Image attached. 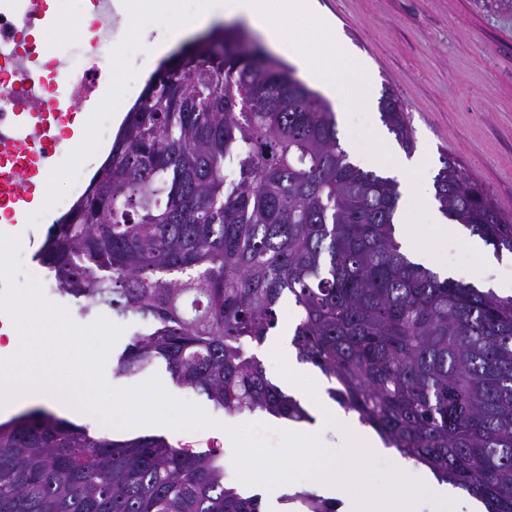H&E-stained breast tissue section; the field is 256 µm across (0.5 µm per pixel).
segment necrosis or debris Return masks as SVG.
<instances>
[{"label":"necrosis or debris","instance_id":"necrosis-or-debris-1","mask_svg":"<svg viewBox=\"0 0 512 512\" xmlns=\"http://www.w3.org/2000/svg\"><path fill=\"white\" fill-rule=\"evenodd\" d=\"M92 21L85 52L59 45L50 53L23 44L21 26L44 11L41 0H0V209L9 207L20 177L53 163L62 146L59 130L92 96L105 65L118 50L112 38V0H83Z\"/></svg>","mask_w":512,"mask_h":512}]
</instances>
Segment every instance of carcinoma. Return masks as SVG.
Returning <instances> with one entry per match:
<instances>
[{
	"instance_id": "carcinoma-1",
	"label": "carcinoma",
	"mask_w": 512,
	"mask_h": 512,
	"mask_svg": "<svg viewBox=\"0 0 512 512\" xmlns=\"http://www.w3.org/2000/svg\"><path fill=\"white\" fill-rule=\"evenodd\" d=\"M383 123L414 148L402 102ZM442 214L512 254V216L448 155ZM398 182L355 165L326 100L287 63L224 28L162 61L40 263L79 313L147 324L115 374L162 361L229 414L310 419L250 352L297 308L292 344L329 398L385 444L512 512V296L413 261L397 239ZM306 512L336 501L295 492ZM0 512H261L224 452L158 435L92 437L32 409L0 423Z\"/></svg>"
}]
</instances>
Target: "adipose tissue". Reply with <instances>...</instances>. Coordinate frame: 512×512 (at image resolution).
Masks as SVG:
<instances>
[{"instance_id": "ef3b65f1", "label": "adipose tissue", "mask_w": 512, "mask_h": 512, "mask_svg": "<svg viewBox=\"0 0 512 512\" xmlns=\"http://www.w3.org/2000/svg\"><path fill=\"white\" fill-rule=\"evenodd\" d=\"M172 0H125L124 15L131 30L148 43V60H155L192 34L226 20L245 22L261 34L276 51L291 58L308 76L317 79L334 99L343 115L351 105L336 87V74L353 68L359 82H366L364 67L354 62L336 42V30L321 18L315 0H194L192 11L175 26L149 34L138 25L140 14L162 16L169 12ZM469 251L478 259V269L447 267L448 276L499 296H512V261L497 258L477 238H466Z\"/></svg>"}]
</instances>
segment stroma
Segmentation results:
<instances>
[{"instance_id": "1", "label": "stroma", "mask_w": 512, "mask_h": 512, "mask_svg": "<svg viewBox=\"0 0 512 512\" xmlns=\"http://www.w3.org/2000/svg\"><path fill=\"white\" fill-rule=\"evenodd\" d=\"M350 52L370 73L367 93L372 104L384 94L399 98L413 129L414 148L405 150L385 124L370 128L363 116L338 123V136L349 155L375 157L381 144L399 157H426L437 175L443 155L453 156L470 177L483 185L499 208L512 215V9L491 0H317ZM434 185L416 189L410 206L424 229L436 260L474 267L476 259L463 242L446 244L430 231L427 195ZM122 333L109 351L103 375L113 388H132L158 377L174 398L200 405L214 419L201 430L160 428L173 445L206 450L219 444L232 460L228 427L254 422L255 414H227L205 397L172 382L158 364L134 376L114 373L117 355L138 326L115 318Z\"/></svg>"}]
</instances>
